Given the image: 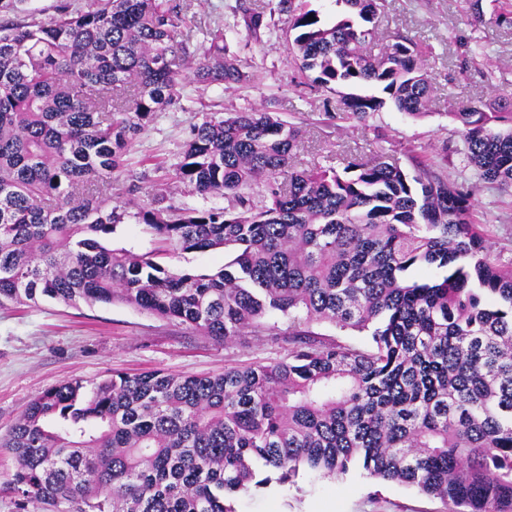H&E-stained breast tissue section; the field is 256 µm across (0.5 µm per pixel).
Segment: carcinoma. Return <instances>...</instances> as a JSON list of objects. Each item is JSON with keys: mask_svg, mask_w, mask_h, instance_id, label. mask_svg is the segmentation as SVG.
I'll list each match as a JSON object with an SVG mask.
<instances>
[{"mask_svg": "<svg viewBox=\"0 0 512 512\" xmlns=\"http://www.w3.org/2000/svg\"><path fill=\"white\" fill-rule=\"evenodd\" d=\"M0 0V306L119 299L233 343L274 336L286 356L218 374L161 370L65 380L31 400L0 448L16 469L17 512H237L234 502L300 474L340 479L360 465L418 488L448 512H512V262L472 195L428 160L349 152L340 167L298 165L306 130L263 109L192 124L182 158L148 187L120 182L136 137L188 78L243 86L252 75L224 27L190 51L179 0ZM282 0L300 75L327 91L376 83L418 118L433 92L419 45L396 34L363 52L381 0ZM257 33L271 24L244 17ZM375 96L348 94L328 124H364ZM456 113L480 180L512 189V112ZM189 184L224 208L183 209ZM262 190L254 202L251 191ZM146 190L142 223L175 254L222 248L213 274L116 253L107 239ZM434 267L436 280L413 271ZM313 323L369 333L316 336Z\"/></svg>", "mask_w": 512, "mask_h": 512, "instance_id": "cac0c4a2", "label": "carcinoma"}]
</instances>
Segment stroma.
<instances>
[{"mask_svg": "<svg viewBox=\"0 0 512 512\" xmlns=\"http://www.w3.org/2000/svg\"><path fill=\"white\" fill-rule=\"evenodd\" d=\"M191 46L204 42L205 24L223 22L230 52L253 75L250 84L234 89L200 90L188 83L186 96L176 98L138 135L126 155L121 181L144 173L143 161L155 157L173 166L190 137L195 113L239 112L258 108L284 120L306 125L301 161L336 166L350 149L390 152L398 146L433 160L449 181L472 190L475 207L488 221L491 238L503 260H512V194L480 181L463 153L460 125L454 114L470 100H487L512 91V27L474 19L467 0H385L383 21L388 32L415 39L435 83L425 116L409 117L385 104L367 124L320 123L326 103L336 94L301 84L284 36L250 32L246 13L271 14L283 28L280 0H187ZM489 44L486 57L461 70L457 38ZM128 214L112 234V249L141 255L157 248L155 237L137 213L148 207L145 194L130 196ZM287 345L276 337H244L227 344L185 325L138 310L116 300L109 304L74 306L58 302L0 307V434L15 424L25 406L45 389L80 378L97 382L115 372L136 374L162 370L181 375L222 372L224 367L274 362ZM238 512H445L440 499L417 488L364 477L351 471L341 480L320 479L304 492L276 487L240 499Z\"/></svg>", "mask_w": 512, "mask_h": 512, "instance_id": "stroma-1", "label": "stroma"}]
</instances>
